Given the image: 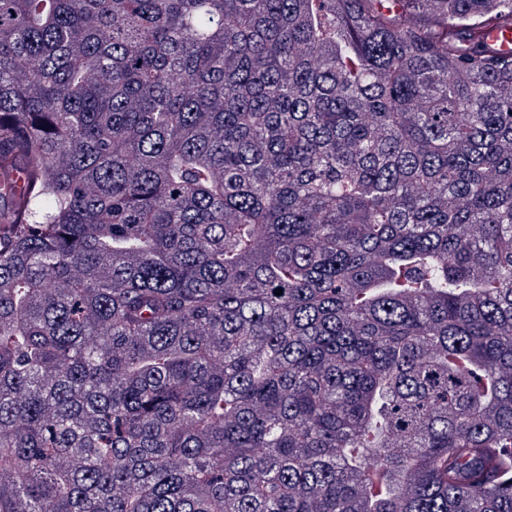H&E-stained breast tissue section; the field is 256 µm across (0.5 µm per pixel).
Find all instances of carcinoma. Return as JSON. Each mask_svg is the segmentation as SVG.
I'll return each mask as SVG.
<instances>
[{
  "mask_svg": "<svg viewBox=\"0 0 512 512\" xmlns=\"http://www.w3.org/2000/svg\"><path fill=\"white\" fill-rule=\"evenodd\" d=\"M490 20L0 0V512H512Z\"/></svg>",
  "mask_w": 512,
  "mask_h": 512,
  "instance_id": "obj_1",
  "label": "carcinoma"
}]
</instances>
